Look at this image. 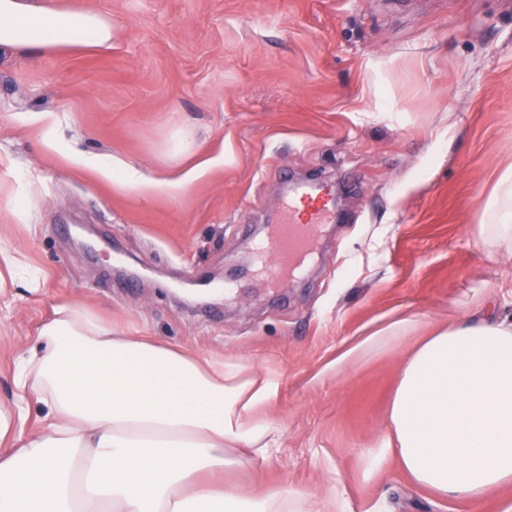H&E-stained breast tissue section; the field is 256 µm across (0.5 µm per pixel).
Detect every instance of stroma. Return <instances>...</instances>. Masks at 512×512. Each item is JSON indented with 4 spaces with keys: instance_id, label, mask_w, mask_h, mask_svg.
<instances>
[{
    "instance_id": "35a3bbf8",
    "label": "stroma",
    "mask_w": 512,
    "mask_h": 512,
    "mask_svg": "<svg viewBox=\"0 0 512 512\" xmlns=\"http://www.w3.org/2000/svg\"><path fill=\"white\" fill-rule=\"evenodd\" d=\"M112 22L108 49L0 48V249L41 279L0 299V404L19 353L56 306L130 336L278 374L271 457L209 479L303 512L342 492L350 512H500L512 488L463 506L396 460L366 474L400 360L488 306L512 317V246L479 234L512 169V0H58ZM56 116L55 148L34 113ZM112 158L144 183L78 164ZM15 178H8V171ZM340 186L343 222L265 289L230 272L276 221L287 184ZM402 317L392 352L325 372Z\"/></svg>"
}]
</instances>
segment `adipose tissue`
I'll list each match as a JSON object with an SVG mask.
<instances>
[{
  "label": "adipose tissue",
  "mask_w": 512,
  "mask_h": 512,
  "mask_svg": "<svg viewBox=\"0 0 512 512\" xmlns=\"http://www.w3.org/2000/svg\"><path fill=\"white\" fill-rule=\"evenodd\" d=\"M112 45V22L53 0H0V48ZM486 241L512 242V173L485 209ZM397 320L328 364L344 374L366 353L399 343ZM22 357L16 386L42 405L27 435L25 408L0 409V512H298L301 492L263 496L196 486L198 474L272 452L261 412L277 374L247 371L127 336L62 305ZM367 472L389 458L417 485L468 505L512 486V321H457L407 355L384 433L365 449Z\"/></svg>",
  "instance_id": "adipose-tissue-1"
}]
</instances>
